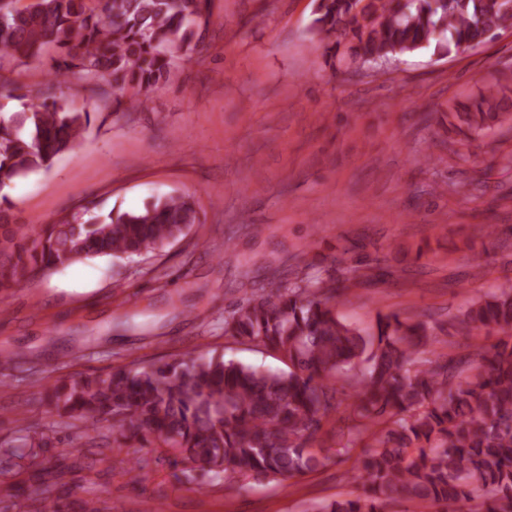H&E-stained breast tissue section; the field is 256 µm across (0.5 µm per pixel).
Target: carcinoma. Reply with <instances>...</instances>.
<instances>
[{"mask_svg": "<svg viewBox=\"0 0 512 512\" xmlns=\"http://www.w3.org/2000/svg\"><path fill=\"white\" fill-rule=\"evenodd\" d=\"M209 0H0V99L22 111L0 113V290L40 271L97 258L142 257L186 236L200 222L188 194L163 195L141 210L108 212L94 221L78 211L29 233L9 222V185L47 172L70 146L105 124L102 112L57 103L52 88L34 95L5 74L51 62L56 82L77 80L143 109L149 92L194 52ZM512 27V0H316L311 30L318 45L346 48L372 68L421 49L445 56L484 44ZM463 109L448 110V132L467 141L512 119V74L488 84ZM314 278L262 291L224 317V335L280 355L286 368L266 371L224 357H188L138 369L88 374L44 389L58 415L95 429L112 416L127 440L173 450L187 483L208 476L224 488L246 480H288L317 469L313 448L323 420L346 389L365 451L355 472L362 493L317 512H385L395 498L448 510L512 512V336L473 359L445 358L431 346L447 329L396 314L364 334L336 312L352 286ZM461 328L512 331V287L470 303ZM43 432L4 451L8 466L44 477L30 497L33 512H60L52 487L60 479Z\"/></svg>", "mask_w": 512, "mask_h": 512, "instance_id": "obj_1", "label": "carcinoma"}]
</instances>
